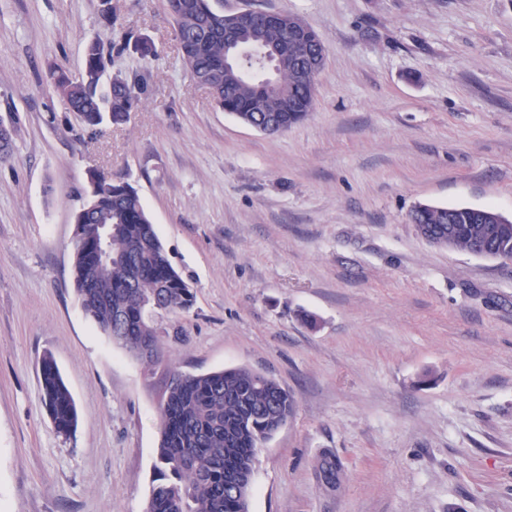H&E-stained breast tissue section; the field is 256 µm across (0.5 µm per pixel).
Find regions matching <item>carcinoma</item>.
I'll return each instance as SVG.
<instances>
[{"label": "carcinoma", "instance_id": "cac0c4a2", "mask_svg": "<svg viewBox=\"0 0 512 512\" xmlns=\"http://www.w3.org/2000/svg\"><path fill=\"white\" fill-rule=\"evenodd\" d=\"M179 52L192 77L207 84L218 108L255 127L273 123L288 128L310 111L314 89L303 77L305 50L320 42L312 28L295 29L288 15L277 27L264 25L257 13L243 26L242 43L256 53L224 64V29L234 22L224 15L223 0H167ZM270 45L288 48L277 63L278 78L270 84L257 78L258 58ZM121 49L143 59L155 54L146 37H124ZM109 58L92 42L85 67L77 76L57 67L49 83L66 109L88 130L104 122L120 125L134 109L143 84L116 75L102 78ZM90 198L77 213L83 237L75 243L73 278L85 314L119 347L153 370L162 361L159 328L154 316L190 309L193 293L171 265L138 192L127 182L93 175ZM448 224L445 206L419 205L410 213L416 225L432 224L452 232L454 247L470 252L485 245L493 253L512 256L511 224H478L465 206L454 207ZM112 230L111 258L95 256L96 226ZM43 401L58 433L69 435L77 410L54 359L40 362ZM295 412L288 390L275 379L246 368L205 374L170 369L159 404L160 436L144 512H249L250 477L258 450ZM339 461L325 450L319 460L322 482L336 487Z\"/></svg>", "mask_w": 512, "mask_h": 512}]
</instances>
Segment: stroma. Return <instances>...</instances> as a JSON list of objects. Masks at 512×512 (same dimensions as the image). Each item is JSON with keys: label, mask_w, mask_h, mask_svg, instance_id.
Masks as SVG:
<instances>
[{"label": "stroma", "mask_w": 512, "mask_h": 512, "mask_svg": "<svg viewBox=\"0 0 512 512\" xmlns=\"http://www.w3.org/2000/svg\"><path fill=\"white\" fill-rule=\"evenodd\" d=\"M0 0V512H143L162 374L85 314L74 217L91 173L138 191L189 312L164 363L245 367L295 413L249 512H512V262L437 246L418 205L512 217V0H224L298 16L325 46L311 111L268 135L183 67L165 0ZM150 37L154 57L121 50ZM140 79L128 121L84 130L45 76L89 42ZM312 315L314 325L303 322ZM77 406L57 433L39 361ZM342 469L317 472L322 449Z\"/></svg>", "instance_id": "obj_1"}]
</instances>
